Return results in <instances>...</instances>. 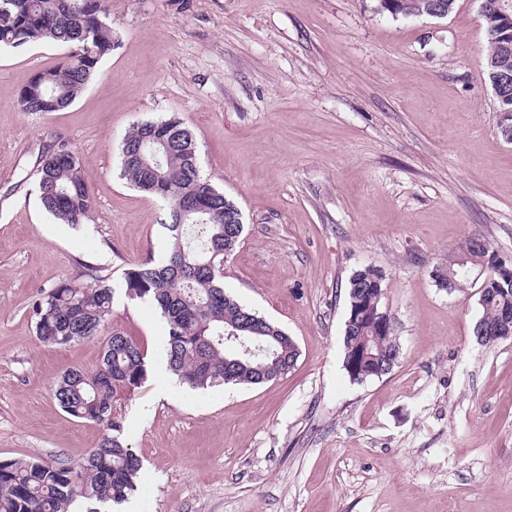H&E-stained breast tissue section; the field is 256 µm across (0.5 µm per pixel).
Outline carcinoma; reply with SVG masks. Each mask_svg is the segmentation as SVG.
I'll return each mask as SVG.
<instances>
[{"mask_svg":"<svg viewBox=\"0 0 512 512\" xmlns=\"http://www.w3.org/2000/svg\"><path fill=\"white\" fill-rule=\"evenodd\" d=\"M111 0H0V50L38 42L76 46L58 64L37 72L19 95L21 110L60 112L72 105L90 82L101 59L112 52ZM120 173L137 189L169 204V248L159 260L147 259L127 269L126 293L149 299L168 327V369L192 389L214 385H258L288 374L298 354L283 330L224 292V255L239 239L224 234V214H240L233 202L201 175L193 133L175 118L138 123L120 148ZM40 204L64 224L89 218L93 197L79 158L61 146L44 154L38 170ZM458 253L476 270L496 254L488 241L465 239ZM448 272L466 288L478 289L481 312L476 324L493 328L503 310L512 308V291L493 279L473 280L458 265ZM381 272L367 266L348 284V309L382 302ZM114 288L91 273L63 279L32 306L36 334L43 343L68 347L99 336L112 313ZM258 336L275 353L240 357L224 343V330ZM400 348L394 333L381 330L367 312L343 336V367L350 380L363 383L389 374ZM146 373L140 348L112 333L100 363L92 370L72 368L53 387L61 409L80 421L112 430L96 448L72 465L37 459L0 460V512H72L78 500L100 506L122 503L134 490L140 460L124 444L122 425L113 414L120 391L138 387Z\"/></svg>","mask_w":512,"mask_h":512,"instance_id":"obj_1","label":"carcinoma"}]
</instances>
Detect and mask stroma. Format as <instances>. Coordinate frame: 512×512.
Masks as SVG:
<instances>
[{
  "mask_svg": "<svg viewBox=\"0 0 512 512\" xmlns=\"http://www.w3.org/2000/svg\"><path fill=\"white\" fill-rule=\"evenodd\" d=\"M376 5L112 0V52L46 115L20 111L19 94L71 46L0 51V460L72 464L108 433L52 395L67 370L96 368L105 337L47 345L32 317L43 292L91 270L115 288L109 329L146 365L114 402L141 460L118 512H512V338L480 344L474 290L434 277L471 236L512 258V143L480 62L479 2L442 18ZM168 118L241 212L222 283L296 342L281 378L183 385L164 318L123 287L169 236L164 203L121 176V142ZM61 145L93 196L82 224L39 201V157ZM366 266L383 275L401 355L356 384L343 336Z\"/></svg>",
  "mask_w": 512,
  "mask_h": 512,
  "instance_id": "1",
  "label": "stroma"
}]
</instances>
